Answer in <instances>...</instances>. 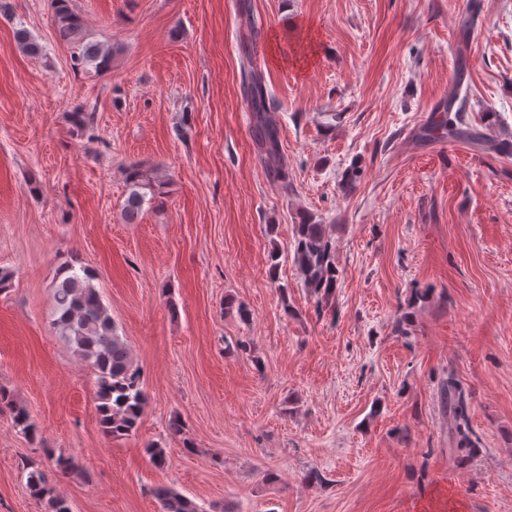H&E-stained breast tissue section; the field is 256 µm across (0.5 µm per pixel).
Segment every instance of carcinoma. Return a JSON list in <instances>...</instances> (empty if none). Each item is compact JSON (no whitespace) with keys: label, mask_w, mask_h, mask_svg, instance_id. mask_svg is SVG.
I'll use <instances>...</instances> for the list:
<instances>
[{"label":"carcinoma","mask_w":512,"mask_h":512,"mask_svg":"<svg viewBox=\"0 0 512 512\" xmlns=\"http://www.w3.org/2000/svg\"><path fill=\"white\" fill-rule=\"evenodd\" d=\"M53 20L59 37L72 42L82 31L81 21L73 11L70 0H52ZM80 63L92 64L98 71L110 69L112 53L101 45H87L79 56ZM245 100L254 117L257 144L272 177L284 181L288 177L279 147L278 127L269 115V96L261 78L250 71L243 83ZM455 101L448 103V113L439 128L450 136L462 134L457 117L452 115ZM130 189L124 206V216L134 220L145 200L143 189L155 190L144 171L132 166L126 171ZM294 263L304 277L307 287L317 294L331 295L337 284L335 251L329 224L304 222L296 227ZM68 275L59 277L54 288L55 313L53 327L75 346V351L93 369L96 376V411L103 432L122 439L138 427L148 404L142 386L140 369L134 364L127 340L120 336L118 327L102 302L92 283L93 276L85 267L65 265ZM444 394L451 415L454 451L460 458L471 455L475 442L466 416V402L460 385L448 377ZM8 411L15 427L32 439L39 429L30 413L17 405L10 395L0 390V412ZM26 484L31 495L43 502L46 512H72L66 498L56 493L45 470L34 465L27 472ZM154 496L160 512H204L201 507L169 487L155 489Z\"/></svg>","instance_id":"1"}]
</instances>
